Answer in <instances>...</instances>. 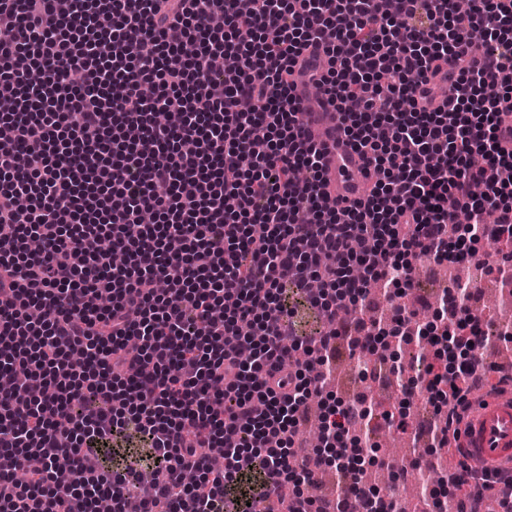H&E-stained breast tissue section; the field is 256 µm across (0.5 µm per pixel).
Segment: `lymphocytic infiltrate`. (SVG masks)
Returning a JSON list of instances; mask_svg holds the SVG:
<instances>
[{
    "label": "lymphocytic infiltrate",
    "mask_w": 512,
    "mask_h": 512,
    "mask_svg": "<svg viewBox=\"0 0 512 512\" xmlns=\"http://www.w3.org/2000/svg\"><path fill=\"white\" fill-rule=\"evenodd\" d=\"M0 0V512H256L290 490L288 512H369L356 469L335 501L313 493L324 463L296 448L331 374L337 314L381 284L402 296L423 263L468 260L451 240L512 242V0ZM336 39L325 42L326 30ZM198 46L183 61L185 42ZM331 66L335 104L370 196L322 204L324 153L302 132L290 78L308 44ZM33 66L46 74L24 83ZM453 105L427 106L436 83ZM152 211L155 223L140 221ZM329 327L298 336L288 296ZM468 284L355 337L424 342L418 380L447 402L436 448L459 451L471 395L512 389L480 347ZM374 407L365 394L320 415L347 450ZM135 432L148 466L105 451ZM224 467L214 470V456ZM505 471L448 479L457 512L512 505Z\"/></svg>",
    "instance_id": "f902f5d3"
}]
</instances>
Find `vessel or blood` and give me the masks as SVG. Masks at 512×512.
<instances>
[{"label":"vessel or blood","mask_w":512,"mask_h":512,"mask_svg":"<svg viewBox=\"0 0 512 512\" xmlns=\"http://www.w3.org/2000/svg\"><path fill=\"white\" fill-rule=\"evenodd\" d=\"M293 94L303 107L306 137L327 149L321 183L328 202L364 198L370 191L364 161L342 130L334 106L316 92L305 73L295 75ZM460 444L467 462L480 469L512 466V394L472 410L462 427Z\"/></svg>","instance_id":"1"}]
</instances>
